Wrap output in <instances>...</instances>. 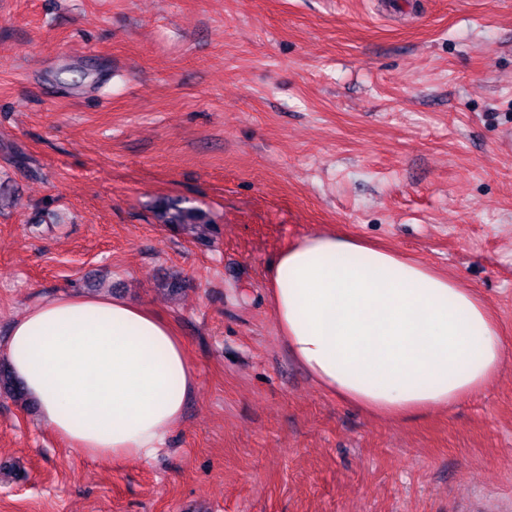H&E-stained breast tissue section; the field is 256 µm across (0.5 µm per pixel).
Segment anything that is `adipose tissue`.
Here are the masks:
<instances>
[{
  "label": "adipose tissue",
  "instance_id": "ef3b65f1",
  "mask_svg": "<svg viewBox=\"0 0 512 512\" xmlns=\"http://www.w3.org/2000/svg\"><path fill=\"white\" fill-rule=\"evenodd\" d=\"M269 281L291 355L324 390L369 412L450 406L505 362L488 304L394 251L311 234L280 252ZM1 351L50 432L115 463L166 447L197 381L172 327L115 296L40 302Z\"/></svg>",
  "mask_w": 512,
  "mask_h": 512
}]
</instances>
